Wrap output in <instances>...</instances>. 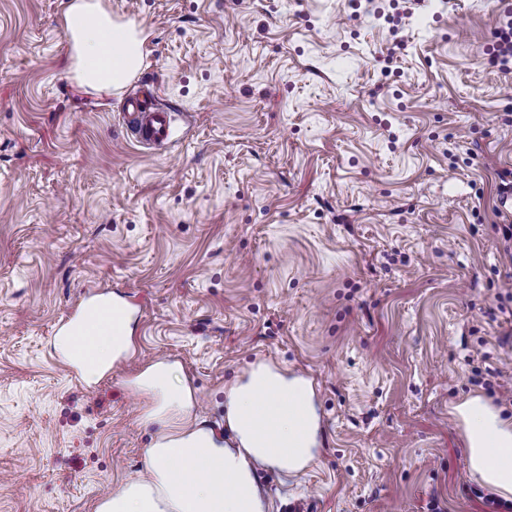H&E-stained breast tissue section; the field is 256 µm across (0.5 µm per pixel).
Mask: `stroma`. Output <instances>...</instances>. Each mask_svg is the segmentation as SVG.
Returning a JSON list of instances; mask_svg holds the SVG:
<instances>
[{
  "instance_id": "stroma-1",
  "label": "stroma",
  "mask_w": 512,
  "mask_h": 512,
  "mask_svg": "<svg viewBox=\"0 0 512 512\" xmlns=\"http://www.w3.org/2000/svg\"><path fill=\"white\" fill-rule=\"evenodd\" d=\"M69 0H0V512H94L162 431L135 385L167 360L231 439L258 362L314 380L320 450L260 467L315 512H504L466 470L457 406L512 401V0H102L144 29L126 90L69 71ZM188 113L154 151L127 92ZM113 292L132 346L97 381L53 345ZM499 45L497 53L492 57L491 63L499 65L503 70L510 69L512 65V21H508L505 27H501L496 32Z\"/></svg>"
}]
</instances>
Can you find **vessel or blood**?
<instances>
[{
    "label": "vessel or blood",
    "instance_id": "vessel-or-blood-1",
    "mask_svg": "<svg viewBox=\"0 0 512 512\" xmlns=\"http://www.w3.org/2000/svg\"><path fill=\"white\" fill-rule=\"evenodd\" d=\"M174 112L160 102L158 92L128 97L124 123L133 143L158 146L170 142L174 129Z\"/></svg>",
    "mask_w": 512,
    "mask_h": 512
}]
</instances>
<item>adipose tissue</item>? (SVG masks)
<instances>
[{"label":"adipose tissue","mask_w":512,"mask_h":512,"mask_svg":"<svg viewBox=\"0 0 512 512\" xmlns=\"http://www.w3.org/2000/svg\"><path fill=\"white\" fill-rule=\"evenodd\" d=\"M64 24L80 86L117 90L139 71L143 31L134 22L112 19L101 0H71ZM112 305L123 314L121 329L96 330L91 354H84L73 337L54 339L90 382L131 346L132 312L120 298H113ZM136 384L154 398L147 418L163 431L145 450L148 476L101 497L95 512H267L256 467L296 475L315 458L319 421L313 391L287 372L259 364L227 390V421L237 441L233 447L221 444L214 429L193 421L191 391L174 382L172 364L155 362ZM460 414L466 423V468L479 474L484 485L512 494V423L477 397L465 402Z\"/></svg>","instance_id":"ef3b65f1"}]
</instances>
